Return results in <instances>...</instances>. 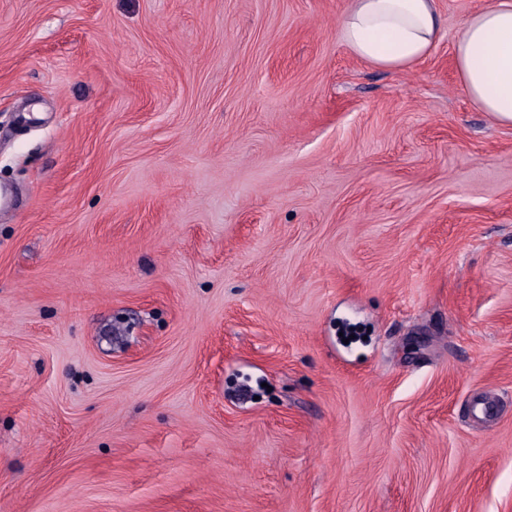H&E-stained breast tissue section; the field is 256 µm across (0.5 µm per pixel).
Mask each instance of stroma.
<instances>
[{"label":"stroma","mask_w":512,"mask_h":512,"mask_svg":"<svg viewBox=\"0 0 512 512\" xmlns=\"http://www.w3.org/2000/svg\"><path fill=\"white\" fill-rule=\"evenodd\" d=\"M495 3L397 71L350 0H0V512H512ZM453 58L471 102L497 123L512 125V2L468 16L459 29Z\"/></svg>","instance_id":"obj_1"}]
</instances>
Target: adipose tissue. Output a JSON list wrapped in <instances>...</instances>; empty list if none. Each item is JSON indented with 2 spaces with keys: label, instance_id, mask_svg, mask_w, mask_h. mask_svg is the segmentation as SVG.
<instances>
[{
  "label": "adipose tissue",
  "instance_id": "adipose-tissue-1",
  "mask_svg": "<svg viewBox=\"0 0 512 512\" xmlns=\"http://www.w3.org/2000/svg\"><path fill=\"white\" fill-rule=\"evenodd\" d=\"M341 35L357 58L406 69L431 55L441 24L435 0H352ZM453 58L471 102L497 123L512 125V0L468 16Z\"/></svg>",
  "mask_w": 512,
  "mask_h": 512
}]
</instances>
